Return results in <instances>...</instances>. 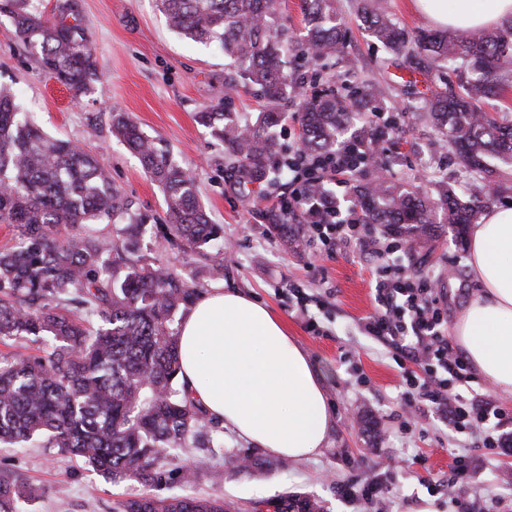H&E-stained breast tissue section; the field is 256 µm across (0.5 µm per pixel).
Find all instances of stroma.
Returning a JSON list of instances; mask_svg holds the SVG:
<instances>
[{
	"label": "stroma",
	"instance_id": "1",
	"mask_svg": "<svg viewBox=\"0 0 512 512\" xmlns=\"http://www.w3.org/2000/svg\"><path fill=\"white\" fill-rule=\"evenodd\" d=\"M339 5L349 37L344 51L328 60L314 59L299 48L288 56V70L304 78V96L286 106L277 128L280 143L296 146L304 104L325 90L340 88L345 74L353 73L374 89L370 111L398 125L380 143L369 178L381 175L421 187L436 178L447 181L462 199L482 195V180L458 163L454 146H434L435 131L420 117L419 102L402 92L409 77L402 58L371 38L359 16L360 0H339ZM30 6L48 17L79 15L100 79L74 95L40 69L36 51L19 41L10 19L0 15V86L13 91L20 111L48 135L102 154L113 184L133 211L150 217L141 237L145 255L183 269L203 291H239L279 316L321 371L332 407L333 424L318 455L300 461L282 457L275 465L245 471L237 468V460L253 455L264 459L268 453L227 430L223 454L191 448L181 455L180 464L197 473L193 485L164 483L156 495L219 497L231 512H247L251 502L300 492L322 501L327 512H357V504L340 497L339 488L376 481L393 512H455L446 495L428 493L426 480L448 479L454 456L464 454L472 474L460 481L458 497L512 512V488L501 483L505 472L512 471V401L497 400L508 416L503 426L508 442L498 451L464 448L435 413L420 435L409 436L401 370L389 349L366 336L362 327L372 310L369 264L352 251L327 257L306 246L284 245L269 219L267 196L275 188L263 183L250 194L237 188L223 144L196 120L197 112L221 101L243 119H255L261 101L252 89L242 85L232 97L224 95L228 58L214 46L171 30L157 0H31ZM116 110L131 113L148 135L165 140L174 160L196 174L198 197L219 226L209 245L186 254L165 237L162 192L138 157L113 137ZM467 256V246L445 224L431 242L415 247L411 257L420 272L450 270L442 299L452 319L477 289ZM218 262L224 265V276L214 279L209 272ZM292 283L307 293L309 319L296 313L286 293ZM390 458L400 461V469H385ZM215 470L223 471L222 482L212 481ZM0 478L44 487V497L20 503V512H56L61 501L68 503L69 512H109L113 500L144 491L133 480L105 482L57 449L32 445L0 447Z\"/></svg>",
	"mask_w": 512,
	"mask_h": 512
}]
</instances>
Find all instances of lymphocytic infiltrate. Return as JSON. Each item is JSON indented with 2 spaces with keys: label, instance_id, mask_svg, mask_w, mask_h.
Returning a JSON list of instances; mask_svg holds the SVG:
<instances>
[{
  "label": "lymphocytic infiltrate",
  "instance_id": "lymphocytic-infiltrate-1",
  "mask_svg": "<svg viewBox=\"0 0 512 512\" xmlns=\"http://www.w3.org/2000/svg\"><path fill=\"white\" fill-rule=\"evenodd\" d=\"M370 148L349 139L323 161L310 168L290 169L294 189L282 208L301 212L305 199L299 181L309 174L349 175L364 165ZM323 217L306 225L309 242H321L326 254L355 249L369 262L375 275L372 282L373 310L365 318L366 335L391 346L402 371V383L413 427H420L428 412H437L450 431L467 435L475 448H498L502 437L495 424L501 412L487 394L465 396L470 368L448 338V315L442 304L440 285L446 277L438 269L422 276L412 273L400 260L406 245L386 230L367 232L358 220L342 215L335 195L319 203Z\"/></svg>",
  "mask_w": 512,
  "mask_h": 512
}]
</instances>
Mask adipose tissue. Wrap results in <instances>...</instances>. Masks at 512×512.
Here are the masks:
<instances>
[{"label":"adipose tissue","mask_w":512,"mask_h":512,"mask_svg":"<svg viewBox=\"0 0 512 512\" xmlns=\"http://www.w3.org/2000/svg\"><path fill=\"white\" fill-rule=\"evenodd\" d=\"M439 27L475 29L512 19V0H411ZM479 286L451 336L473 374L512 398V207L482 211L468 228ZM181 385L210 416L273 454L302 460L327 441L332 415L320 376L284 323L240 292L215 288L185 313Z\"/></svg>","instance_id":"obj_1"}]
</instances>
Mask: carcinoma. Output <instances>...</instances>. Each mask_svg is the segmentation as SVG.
I'll return each instance as SVG.
<instances>
[{"mask_svg":"<svg viewBox=\"0 0 512 512\" xmlns=\"http://www.w3.org/2000/svg\"><path fill=\"white\" fill-rule=\"evenodd\" d=\"M29 0H0L18 40L38 50L43 71L79 94L98 79L94 49L79 18L47 19ZM171 29L191 40L218 46L236 71L224 76V95L249 84L264 101L252 122L222 105L198 115L224 154L234 160L236 183L246 187L267 179L288 163L275 134L282 107L299 94L303 80L285 67L293 50L288 30L277 23L278 0H158ZM307 53L329 58L342 51L347 27L338 0H303ZM372 37L430 74L459 59L482 78L459 84L460 91L434 89L419 97L439 143L456 148L469 172L492 184L489 160H512V123L479 109L502 95V78L512 74V23L471 32L410 31L391 15L363 7ZM374 98L364 84L344 97L333 90L305 105L302 147L311 156L336 149L354 133L368 144L380 137L369 125L353 123L354 109ZM112 135L134 153L163 192L169 235L183 252L216 236L201 205L196 177L177 164L159 137L146 134L124 112L112 113ZM0 224L18 242L0 249V344L28 340L42 351L23 355L0 350V446L38 442L77 457L105 480L135 479L157 485L166 462L196 448L209 429L208 450H224L223 426L195 404L177 383L179 315L200 288L174 266L141 252L148 216L131 211L112 185L104 160L72 142L46 135L19 112L13 94L0 88ZM328 192L308 188L304 221ZM361 223L383 224L414 242L428 240L438 224H449L462 239L481 205L463 203L448 182L435 180L422 192L386 179L354 186ZM107 220L116 236L105 240L83 228ZM44 489L0 480V512H17L25 498ZM279 512H324L320 501L301 495L276 497ZM112 512H224V500L192 495L143 494L113 502Z\"/></svg>","mask_w":512,"mask_h":512,"instance_id":"cac0c4a2","label":"carcinoma"}]
</instances>
